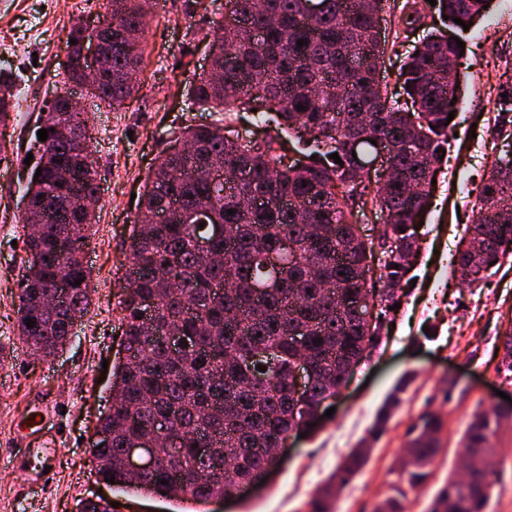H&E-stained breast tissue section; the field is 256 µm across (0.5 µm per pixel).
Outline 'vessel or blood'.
I'll use <instances>...</instances> for the list:
<instances>
[{
  "label": "vessel or blood",
  "instance_id": "1",
  "mask_svg": "<svg viewBox=\"0 0 512 512\" xmlns=\"http://www.w3.org/2000/svg\"><path fill=\"white\" fill-rule=\"evenodd\" d=\"M56 412L45 398L33 399L16 418L14 438L20 444L18 456L12 462L22 475L25 486L41 490L52 484L55 475L50 467L55 463L57 435L54 431Z\"/></svg>",
  "mask_w": 512,
  "mask_h": 512
}]
</instances>
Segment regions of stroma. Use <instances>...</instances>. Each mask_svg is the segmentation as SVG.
<instances>
[{
    "label": "stroma",
    "mask_w": 512,
    "mask_h": 512,
    "mask_svg": "<svg viewBox=\"0 0 512 512\" xmlns=\"http://www.w3.org/2000/svg\"><path fill=\"white\" fill-rule=\"evenodd\" d=\"M15 9L0 11V69L12 71L18 90L31 91L26 120L6 129L0 167L10 181L0 186V512H75L80 499L103 494L112 512H310V502L336 466L368 433L387 396L404 376L412 381L355 479L330 502L329 512H371L389 496L406 444V431L423 413L439 414L444 423L441 451L429 481L409 492L406 512H429L433 498L451 472L457 471L461 438L479 410L503 406L512 397V372L503 370L499 351L512 331V255L489 270L472 287L460 285L450 262L501 143L494 137L496 103L512 92V0H490L477 25L464 34L457 64L462 104L451 139L448 161L433 189L421 230L422 244L409 278L398 292L393 327L358 364L331 417L305 436H292L269 479L242 489L228 500L198 505L135 494L87 480L93 465L90 436L108 408L111 378L103 363H115L121 343L120 300L128 267V238L141 193L160 151L174 132L189 125L220 126L224 115L194 104L190 88L208 67V42L224 17V0H200L185 15L182 0H158L147 24L144 63L137 90L124 109L115 111L80 85L71 91L85 112L99 161V219L85 255L91 271V305L74 328L75 335L56 360L38 362L17 329L18 293L27 264L24 236L5 227L18 223L27 202L31 168L27 148L40 112L63 77L66 40L78 22L94 26L96 11L78 15L72 0H14ZM42 24L45 39L34 36ZM393 0H384L381 31L397 38L396 54L381 70L389 92L400 90L399 69L427 36L445 32L426 21L395 37ZM59 408L61 435L54 483L37 505L27 503L18 469L9 459L15 447L8 436L15 418L35 397ZM492 442L499 454L493 465L489 512H512V424L500 426Z\"/></svg>",
    "instance_id": "1"
}]
</instances>
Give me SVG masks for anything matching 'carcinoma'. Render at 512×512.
<instances>
[{"label":"carcinoma","mask_w":512,"mask_h":512,"mask_svg":"<svg viewBox=\"0 0 512 512\" xmlns=\"http://www.w3.org/2000/svg\"><path fill=\"white\" fill-rule=\"evenodd\" d=\"M152 0H109L94 32L112 55L94 96L121 109L132 97L143 62L145 17ZM489 0H405L398 16L403 32L422 24L426 11L448 16L456 24L482 17ZM382 0H225L224 20L217 24L210 53L216 74L202 73L191 88L193 102L219 109L224 118L252 112L255 126H277L295 134L303 159L282 165L278 137L265 133L263 144L233 142L209 125L186 128L188 151L165 147L145 182L129 236L130 268L138 276L124 284L122 340L131 360L119 358L112 369V398L118 408L103 420L112 433L105 448L92 449L101 478L114 485L163 499L209 502L234 482L261 474L269 464L261 452L275 448L281 436L306 424L308 410L326 411V399L348 382L347 367L358 363L379 337L352 309L367 289L362 264L368 246L359 240L353 210L371 204L393 237L407 251L420 250L418 229L428 207L426 187L449 149L461 98L459 81L448 79L449 63L460 56L456 39L436 34L424 40L400 72L406 103L389 95L379 80L385 43L380 34ZM68 38L69 66L64 83L85 81L84 26L75 24ZM302 46H297V41ZM11 73L0 71V137L15 108ZM68 91L56 93L37 129L48 130L38 145L26 196L31 212L43 217L38 234L26 236L27 251L46 261L26 267L18 293L22 339L48 355L62 350L73 319L84 315L90 285L82 267L91 246L95 211L85 203L99 194L97 158L88 134L89 116L71 109ZM302 106L299 111L296 106ZM497 139L512 140V95L498 103ZM394 146L389 181L371 190L349 150ZM375 143H370V140ZM338 153L343 164L329 155ZM224 172V181L197 177L204 168ZM234 209L230 215L227 210ZM478 217L467 225L465 239L451 262L468 287L481 280L490 263L512 253V149L495 157L482 187ZM207 223L199 228L200 217ZM229 226L231 239L214 237L212 228ZM405 232H400V229ZM210 243L214 261L202 259L199 241ZM288 247H283V242ZM403 265L386 266L379 276L389 305L392 290L407 275ZM72 284L68 302L45 306L58 280ZM83 279L81 285L75 280ZM155 309L151 322L140 318L143 302ZM35 324L26 325L27 320ZM174 325L191 342L172 352L160 337ZM306 340L315 365L308 402L301 404L288 388V370L297 355L295 336ZM268 350L273 362L253 359ZM266 367L262 372L257 365ZM407 381L399 383L381 407L371 434H380ZM503 417L477 414L461 440L471 460V479L450 476L430 512H488L489 479L497 450L490 436ZM443 422L421 415L408 430L409 460L398 473L392 495L375 512H405L407 490L428 481L440 452ZM166 438L176 454L159 449L157 467L133 475L122 463L125 449ZM250 448L234 468L224 472V455L205 457L198 445ZM367 457L353 448L336 467L311 503V512H327L328 496L359 474ZM168 481L163 485L160 480ZM78 512H112L103 497L82 500Z\"/></svg>","instance_id":"obj_1"}]
</instances>
